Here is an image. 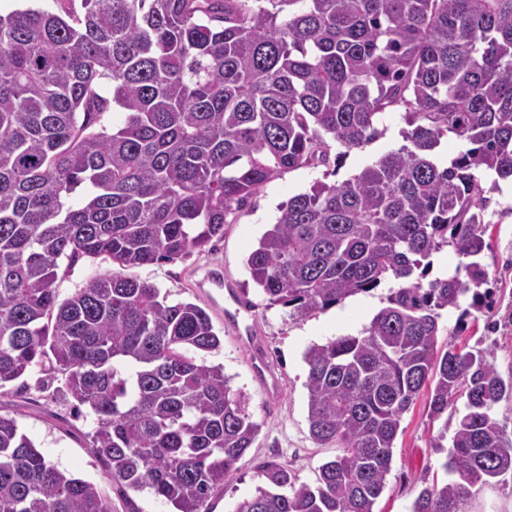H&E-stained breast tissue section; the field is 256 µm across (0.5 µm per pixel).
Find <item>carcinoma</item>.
<instances>
[{
	"instance_id": "carcinoma-1",
	"label": "carcinoma",
	"mask_w": 512,
	"mask_h": 512,
	"mask_svg": "<svg viewBox=\"0 0 512 512\" xmlns=\"http://www.w3.org/2000/svg\"><path fill=\"white\" fill-rule=\"evenodd\" d=\"M54 2L0 14V387L49 364L94 412L111 481L211 512L260 425L200 357L221 344L207 311L114 272L60 303L59 260L200 253L268 182L365 147L402 107L404 145L289 198L247 258L294 319L398 287L360 334L304 353L310 437L339 450L317 484L265 462L235 512H374L424 388L435 419L466 403L450 478L412 512H464L512 473L492 415L512 379L480 351L437 349L441 311L486 296V193L512 180V0ZM115 109L125 121L109 129ZM450 134L463 150L445 162ZM445 246L470 259L465 278H429ZM0 512L111 510L0 416Z\"/></svg>"
}]
</instances>
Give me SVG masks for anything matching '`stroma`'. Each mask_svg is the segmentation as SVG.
Returning <instances> with one entry per match:
<instances>
[{
	"label": "stroma",
	"instance_id": "1",
	"mask_svg": "<svg viewBox=\"0 0 512 512\" xmlns=\"http://www.w3.org/2000/svg\"><path fill=\"white\" fill-rule=\"evenodd\" d=\"M403 108L388 109L383 120L385 135L366 147L353 149L339 161L336 180L358 174L381 155L398 149L404 140ZM327 173L323 167H303L268 182L251 203L230 218L222 238L213 239L204 252L151 265L123 268V275L157 284L172 301H190L207 307L219 350L206 354L212 365H222L233 389L244 394L248 411L260 431L247 453L238 461L224 491L212 503V512H235L237 505L256 493L262 480L260 466L268 461L288 465L300 481L314 483L319 466L333 459L335 447L318 445L309 435L308 391L305 350L336 337L358 334L387 304L393 281L346 299L343 303L296 320L287 308L269 304L253 284L246 267L250 252L268 225L274 223L279 206L291 196L306 191ZM486 207L489 223L484 235L487 247L483 263L488 273L489 295L480 306H471L466 318L457 311H443L439 344L454 342L466 348L483 350L487 360L502 377H512V184L503 182L489 194ZM113 264L102 257H87L70 268H63L55 283L59 300L72 297L96 275L111 271ZM219 269L233 282L240 296L250 304L251 321L260 336L269 362L283 377L279 402H269L252 375L248 352L239 344L224 314L211 306L198 286L206 271ZM427 393H420L404 414L395 440L386 486L374 505V512H411L420 489V479L442 482L446 478L445 453L435 448L444 422H456L464 410L455 402L447 421L431 419ZM0 415L14 418L45 458L59 468L94 482L112 512H172L171 505L147 491H133L112 484L104 465L92 450L96 417L90 409L76 410L65 389V377L43 366L34 367L22 378L0 387ZM465 512H512V474L497 483L474 490Z\"/></svg>",
	"mask_w": 512,
	"mask_h": 512
}]
</instances>
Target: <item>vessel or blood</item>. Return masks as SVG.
<instances>
[{
  "mask_svg": "<svg viewBox=\"0 0 512 512\" xmlns=\"http://www.w3.org/2000/svg\"><path fill=\"white\" fill-rule=\"evenodd\" d=\"M207 284L209 287L223 292L225 319L236 329L240 342L251 350L252 369L267 398L277 399L280 392V381L261 353L258 338L248 321L249 305L237 294L234 288L226 285L220 276L210 275Z\"/></svg>",
  "mask_w": 512,
  "mask_h": 512,
  "instance_id": "1",
  "label": "vessel or blood"
}]
</instances>
